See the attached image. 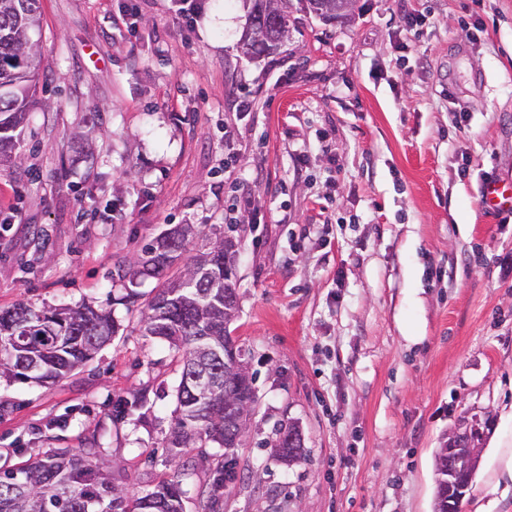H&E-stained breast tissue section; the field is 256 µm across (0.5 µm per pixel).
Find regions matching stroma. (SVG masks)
<instances>
[{"label":"stroma","instance_id":"1","mask_svg":"<svg viewBox=\"0 0 512 512\" xmlns=\"http://www.w3.org/2000/svg\"><path fill=\"white\" fill-rule=\"evenodd\" d=\"M358 5L340 25L288 0L281 45L249 58V0L190 23L180 0H40L0 309L88 305L118 329L56 383L0 378V471L90 450L132 498L179 478L185 512H434L437 448L486 414L462 512H512V212L479 204L512 180V0ZM178 224L190 257L230 224L240 242L229 331L256 414L230 455L169 453L177 355L141 328L158 280L126 277ZM276 453L279 458H287L288 464L294 462L288 458L289 455H294L301 460L303 455V446L301 435L297 431H293L292 427H281L278 431V439L274 445Z\"/></svg>","mask_w":512,"mask_h":512}]
</instances>
